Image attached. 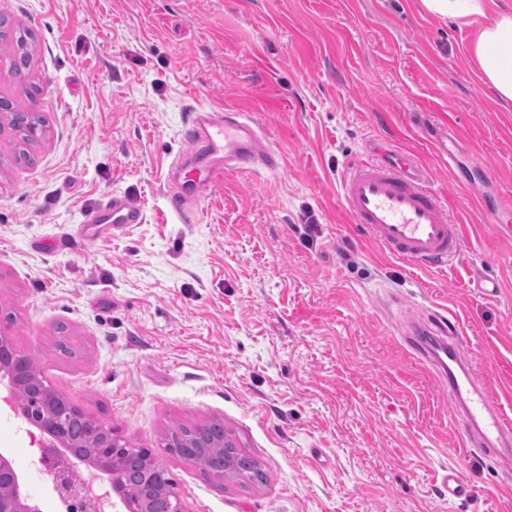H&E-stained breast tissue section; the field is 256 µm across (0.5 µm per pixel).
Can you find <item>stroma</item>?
<instances>
[{
	"mask_svg": "<svg viewBox=\"0 0 512 512\" xmlns=\"http://www.w3.org/2000/svg\"><path fill=\"white\" fill-rule=\"evenodd\" d=\"M481 6L445 24L419 0H0L5 32L32 35L0 94L47 125L28 163L0 133V335L149 449L185 512H512V470L451 434L448 390L407 342L446 312L512 417V228L483 217L485 184L457 183L475 154L512 198V103L469 53L512 0ZM201 106L250 114L282 167L225 176L183 220L165 195ZM373 141L432 170L466 227L454 264L383 254L343 210L339 182ZM115 193L144 223L82 240L83 214ZM213 417L268 485L167 452L168 432ZM0 453L52 512L37 439L3 406ZM451 466L470 497L449 499Z\"/></svg>",
	"mask_w": 512,
	"mask_h": 512,
	"instance_id": "1",
	"label": "stroma"
}]
</instances>
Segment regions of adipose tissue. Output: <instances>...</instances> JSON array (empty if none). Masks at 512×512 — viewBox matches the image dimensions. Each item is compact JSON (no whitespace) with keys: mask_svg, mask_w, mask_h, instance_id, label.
Returning <instances> with one entry per match:
<instances>
[{"mask_svg":"<svg viewBox=\"0 0 512 512\" xmlns=\"http://www.w3.org/2000/svg\"><path fill=\"white\" fill-rule=\"evenodd\" d=\"M480 78L496 100L512 102V14L494 18L471 46Z\"/></svg>","mask_w":512,"mask_h":512,"instance_id":"1","label":"adipose tissue"}]
</instances>
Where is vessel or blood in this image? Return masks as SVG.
Here are the masks:
<instances>
[{
    "instance_id": "obj_1",
    "label": "vessel or blood",
    "mask_w": 512,
    "mask_h": 512,
    "mask_svg": "<svg viewBox=\"0 0 512 512\" xmlns=\"http://www.w3.org/2000/svg\"><path fill=\"white\" fill-rule=\"evenodd\" d=\"M258 164L279 169L281 155L249 115L199 108L174 163L182 176L168 194L167 206L176 216L188 217L206 190L227 172L249 171ZM340 199L367 238L391 256L414 265L444 267L461 253L463 225L450 219L447 199L433 187L429 171L408 156L355 161L341 181ZM143 221L140 205L115 194L85 215L82 226L95 230L107 224L123 233ZM438 332L444 341L426 359L437 366L439 378L448 386L454 435L496 458L502 467L512 466V419L470 369L456 339V326L448 322Z\"/></svg>"
}]
</instances>
